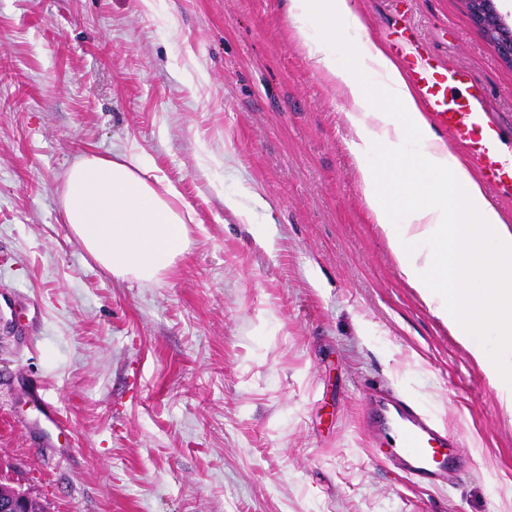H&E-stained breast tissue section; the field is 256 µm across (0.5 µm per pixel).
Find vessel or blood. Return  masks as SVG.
<instances>
[{"label":"vessel or blood","instance_id":"vessel-or-blood-1","mask_svg":"<svg viewBox=\"0 0 512 512\" xmlns=\"http://www.w3.org/2000/svg\"><path fill=\"white\" fill-rule=\"evenodd\" d=\"M404 74L414 86L420 103L434 122L464 147L484 184L499 199H512V167L500 158L499 128L478 110V82L464 67H451L433 58L402 54ZM30 397L39 405L38 418L30 428L39 430L45 442H52L57 409L43 401L38 391ZM374 436L388 435L399 448L390 455L395 466L410 477L434 487L447 485L450 465L440 460L441 449L457 445L454 435L441 430L394 391L385 389L370 395L366 405Z\"/></svg>","mask_w":512,"mask_h":512}]
</instances>
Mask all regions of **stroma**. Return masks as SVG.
<instances>
[{"label":"stroma","mask_w":512,"mask_h":512,"mask_svg":"<svg viewBox=\"0 0 512 512\" xmlns=\"http://www.w3.org/2000/svg\"><path fill=\"white\" fill-rule=\"evenodd\" d=\"M352 3L366 37L472 71L512 148V65L463 0ZM286 7L0 0V482L47 512H512V420L405 284ZM127 149L195 211L155 282L112 277L62 214L73 161ZM378 386L457 438L447 486L375 448ZM35 387L52 448L18 424Z\"/></svg>","instance_id":"obj_1"}]
</instances>
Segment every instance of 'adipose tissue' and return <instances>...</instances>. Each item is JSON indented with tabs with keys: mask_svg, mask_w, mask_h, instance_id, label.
Listing matches in <instances>:
<instances>
[{
	"mask_svg": "<svg viewBox=\"0 0 512 512\" xmlns=\"http://www.w3.org/2000/svg\"><path fill=\"white\" fill-rule=\"evenodd\" d=\"M309 57L349 109L364 200L400 272L483 370L512 415V224L439 136L385 47L361 38L350 0H287ZM355 37L353 51L337 29ZM64 220L114 277L155 281L187 248L192 207L141 155L78 157Z\"/></svg>",
	"mask_w": 512,
	"mask_h": 512,
	"instance_id": "obj_1",
	"label": "adipose tissue"
}]
</instances>
